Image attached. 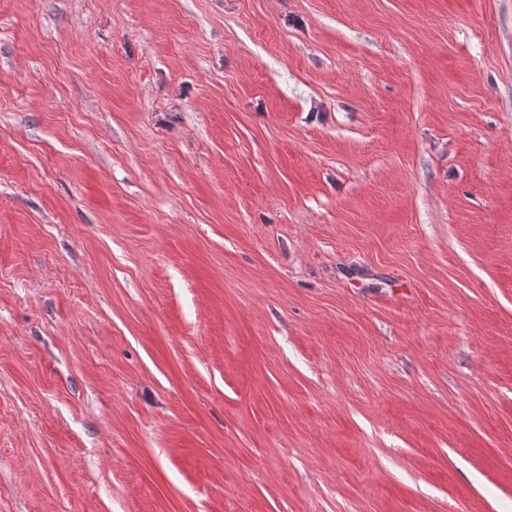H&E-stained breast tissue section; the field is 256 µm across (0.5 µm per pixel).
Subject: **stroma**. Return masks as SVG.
I'll list each match as a JSON object with an SVG mask.
<instances>
[{
	"instance_id": "stroma-1",
	"label": "stroma",
	"mask_w": 512,
	"mask_h": 512,
	"mask_svg": "<svg viewBox=\"0 0 512 512\" xmlns=\"http://www.w3.org/2000/svg\"><path fill=\"white\" fill-rule=\"evenodd\" d=\"M0 512H512V0H0Z\"/></svg>"
}]
</instances>
